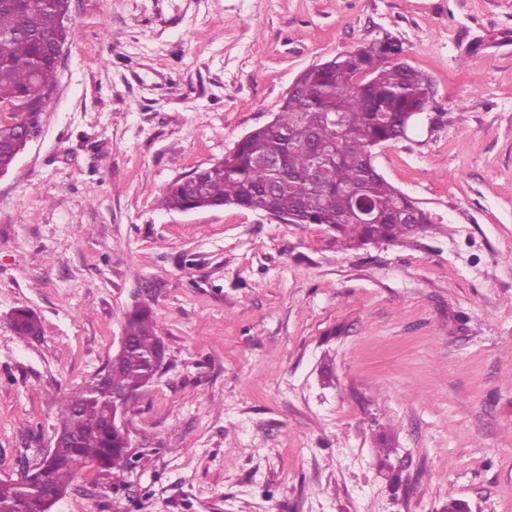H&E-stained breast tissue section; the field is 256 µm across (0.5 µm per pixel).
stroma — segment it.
<instances>
[{
    "instance_id": "stroma-1",
    "label": "stroma",
    "mask_w": 512,
    "mask_h": 512,
    "mask_svg": "<svg viewBox=\"0 0 512 512\" xmlns=\"http://www.w3.org/2000/svg\"><path fill=\"white\" fill-rule=\"evenodd\" d=\"M67 25L0 177V479L145 302L167 365L129 405L125 484L83 468L51 512H512V0H71ZM387 35L434 101L374 163L424 230L350 248L164 207L303 70ZM12 328L17 336H34L40 331L37 316L32 311L22 308L15 310Z\"/></svg>"
}]
</instances>
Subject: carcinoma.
<instances>
[{"mask_svg": "<svg viewBox=\"0 0 512 512\" xmlns=\"http://www.w3.org/2000/svg\"><path fill=\"white\" fill-rule=\"evenodd\" d=\"M70 0H0V106L20 109L25 122L38 126L55 88L57 65L48 60L47 42H67L65 26ZM403 44L390 36L364 43L305 69L288 91L270 125L259 127L237 142L216 167L196 170L197 178H179L164 193L172 210L236 206L251 211L273 208L290 224H319L336 229L353 246L395 242L430 223L417 202L395 188L369 160L373 150L403 137L413 113L432 102L430 80L401 60ZM314 125L333 155L331 165L315 180L310 152L301 139L303 122ZM19 129L0 122V170L9 169L20 154ZM280 155L285 164L278 185L268 193V175L256 161ZM362 197L374 207V219L359 224L354 201ZM412 211V219L404 211ZM12 328L18 336L39 333L37 316L17 309ZM128 346L112 361L107 385L86 384L82 403L66 396L60 428L70 441L55 451L42 469L28 470L23 483L0 480V512H50L52 497L66 492L77 472L96 468L114 480L130 465L125 448L129 437L108 430L105 417L112 390L131 394L153 382V357L165 358L151 308L136 305L126 316Z\"/></svg>", "mask_w": 512, "mask_h": 512, "instance_id": "obj_1", "label": "carcinoma"}]
</instances>
